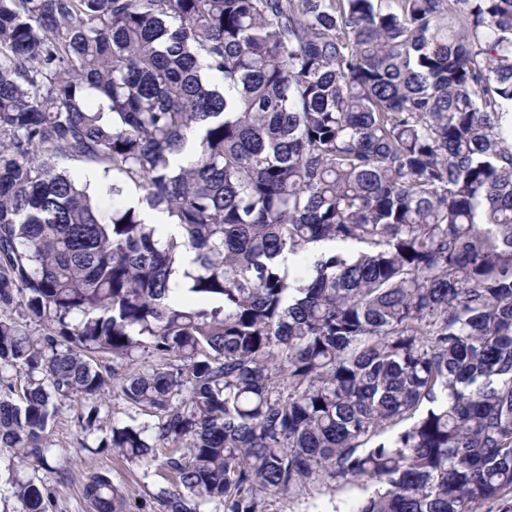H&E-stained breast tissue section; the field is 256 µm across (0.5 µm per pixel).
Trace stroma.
Returning a JSON list of instances; mask_svg holds the SVG:
<instances>
[{"instance_id":"35a3bbf8","label":"stroma","mask_w":512,"mask_h":512,"mask_svg":"<svg viewBox=\"0 0 512 512\" xmlns=\"http://www.w3.org/2000/svg\"><path fill=\"white\" fill-rule=\"evenodd\" d=\"M81 437L76 408L62 405L49 436L53 448L49 466L30 464L20 471L21 478H36L49 489V512H92L83 489L86 478L95 472L107 474L125 492L127 512H164L162 492L179 489L165 468H144L108 448L81 447ZM369 487L366 480L341 485L316 481L291 492L265 494L262 508L264 512H353Z\"/></svg>"}]
</instances>
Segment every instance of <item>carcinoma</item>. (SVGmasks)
<instances>
[{"label": "carcinoma", "mask_w": 512, "mask_h": 512, "mask_svg": "<svg viewBox=\"0 0 512 512\" xmlns=\"http://www.w3.org/2000/svg\"><path fill=\"white\" fill-rule=\"evenodd\" d=\"M66 400L166 512H512V0H0V447ZM372 489L366 479L338 486L314 480L289 493L262 494V509L263 512H348Z\"/></svg>", "instance_id": "1"}]
</instances>
